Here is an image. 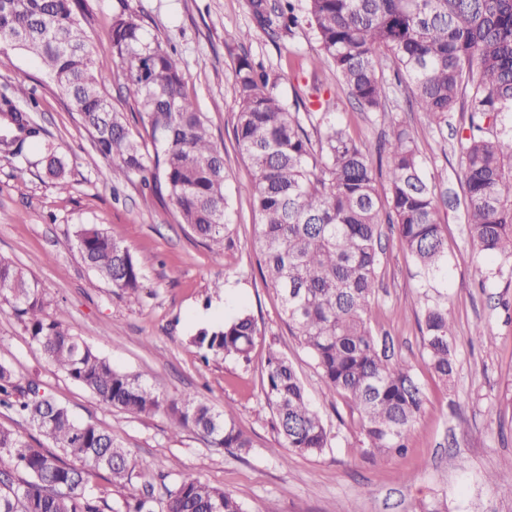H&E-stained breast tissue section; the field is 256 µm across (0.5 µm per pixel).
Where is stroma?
I'll list each match as a JSON object with an SVG mask.
<instances>
[{"label": "stroma", "instance_id": "1", "mask_svg": "<svg viewBox=\"0 0 512 512\" xmlns=\"http://www.w3.org/2000/svg\"><path fill=\"white\" fill-rule=\"evenodd\" d=\"M148 37L174 46L185 89L224 151L230 244L214 259L159 203L139 177L110 183L108 164L72 112L67 97L27 52L0 47V86L24 82L39 101L35 120L68 166L64 183L48 180L39 148L28 164L0 157V254L38 281L49 307L63 308L74 333L117 369L172 397L190 396L215 412L232 407L249 451L217 447L193 430L172 434L166 415H135L101 402L50 365L31 342L10 304L0 302V360L36 381L74 416L111 432L136 461L134 482L191 476L233 492L246 512H413L441 502L444 512H512V488L488 482L512 471V260H486L464 220V183L457 138L440 137L404 101L394 117L412 133L426 172L448 200L442 212L448 243V282L441 288L453 313L457 371L441 384L421 345L419 278L412 258L390 229L382 231L372 325L388 336L421 384L426 401L403 455L369 451L345 400L324 384L312 356L280 315V299L259 273L254 226L258 217L240 187L249 179L235 138L234 71L248 56L278 78L285 100L320 83L336 121L363 148L377 152L388 131L359 112L335 79L315 71V33L301 25L280 44L254 31L244 45L226 46V33L250 26L247 0H128ZM95 21L88 44L113 107L132 133L142 127L123 67L112 55L109 25L117 0H87ZM94 224L130 247L142 271L137 292L100 279L75 244L78 225ZM259 336L250 363L204 356L190 338L240 312ZM292 362L331 445L318 455H274L282 439L267 405L262 378L270 350Z\"/></svg>", "mask_w": 512, "mask_h": 512}]
</instances>
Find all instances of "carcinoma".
<instances>
[{"instance_id":"carcinoma-1","label":"carcinoma","mask_w":512,"mask_h":512,"mask_svg":"<svg viewBox=\"0 0 512 512\" xmlns=\"http://www.w3.org/2000/svg\"><path fill=\"white\" fill-rule=\"evenodd\" d=\"M118 2L112 54L125 65L152 155L102 91L104 78L94 70L86 39L85 0H0V45L40 59L97 152L111 162V180L140 176L219 259L231 232L224 154L185 91L177 52L147 39L127 0ZM248 7L255 26L274 43L306 18L318 42L316 62L329 64L360 111L393 127L379 147L389 179L382 199L371 155L331 119L321 88L305 97L297 93L289 104L277 78L246 57L238 61L235 142L250 168L241 189L259 219L262 277L279 292L282 317L327 387L360 414L364 447L401 454L425 394L409 365L393 359L371 325L382 221L396 228L420 270L422 288L447 279L448 252L440 201L418 145L388 110L382 59L391 61L396 86L407 90L410 111L421 113L439 134L448 130L452 113H461L468 233L482 255L512 258V0H306L303 17L294 0H248ZM37 107L22 82L0 93V113H10L21 132L14 137L1 131L0 153L22 161L26 147L42 145L46 174L61 183L67 164L32 119ZM76 242L87 266L112 287L140 288L141 269L128 246L95 225L79 227ZM0 300L12 305L47 362L103 403L137 415L164 412L175 433L194 429L222 447H252L230 410L215 414L189 398L172 403L140 377L112 367L72 333L63 310L47 311L38 284L2 255ZM421 316L424 349L435 376L447 384L456 374L448 300L425 296ZM258 334L252 316L242 313L215 330L199 331L191 343L248 362ZM263 386L284 447L298 454L329 447L325 425L288 358L269 352ZM0 407L55 447H36L0 426V512H245L233 494L190 477L165 489L162 498L148 481L115 505L94 496L87 490L93 475L104 472V480L121 488L131 482L130 453L111 433L78 421L32 384L22 385L5 360ZM66 455L81 466L67 463Z\"/></svg>"}]
</instances>
